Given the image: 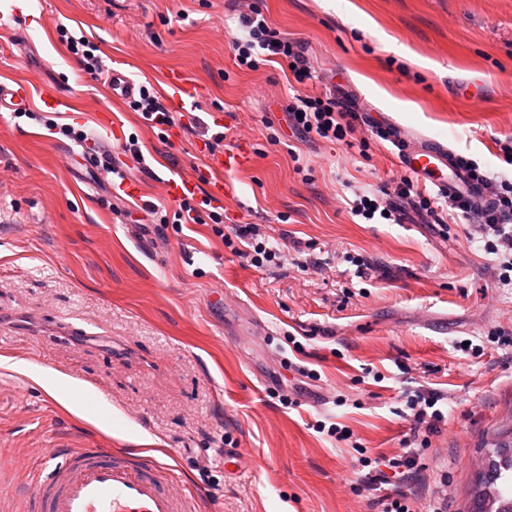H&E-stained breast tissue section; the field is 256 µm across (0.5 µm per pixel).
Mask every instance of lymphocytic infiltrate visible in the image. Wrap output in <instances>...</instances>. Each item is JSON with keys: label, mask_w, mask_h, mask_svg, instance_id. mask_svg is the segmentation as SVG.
Here are the masks:
<instances>
[{"label": "lymphocytic infiltrate", "mask_w": 512, "mask_h": 512, "mask_svg": "<svg viewBox=\"0 0 512 512\" xmlns=\"http://www.w3.org/2000/svg\"><path fill=\"white\" fill-rule=\"evenodd\" d=\"M239 21L247 35L235 40L233 44L238 67L254 71L261 62H276L289 67L297 84L303 85L313 80L315 69L303 43L272 28L267 16L254 0H249L246 10L240 12ZM287 114L292 132L304 139L336 142L353 136L356 131V113L351 112L333 94L323 97L294 94L288 103ZM462 164L471 178L482 187L485 201L480 202L460 194L432 195L420 190L406 176L396 181L393 193L397 198L409 200L415 209L433 217L450 212L466 220H476L486 237V252L496 257L500 284L511 286L512 181L487 176L470 159H463ZM175 217L193 223L210 222L214 234L223 238L225 246H232L237 240L247 243V255L253 265L276 264L281 260L279 249L269 241L258 239L254 225H237L234 237H226L222 227L224 214L218 208L197 205L187 198L180 202ZM405 398L412 427L409 437L402 441V454L391 458L383 455L373 458L364 456L359 460L360 465L366 469L363 487L372 493L369 505L373 512H413L406 489L420 479L417 444L423 432H436L439 423L446 419L441 408L445 396L440 390H413L407 392Z\"/></svg>", "instance_id": "obj_1"}]
</instances>
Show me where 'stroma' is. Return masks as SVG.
Segmentation results:
<instances>
[{
    "label": "stroma",
    "mask_w": 512,
    "mask_h": 512,
    "mask_svg": "<svg viewBox=\"0 0 512 512\" xmlns=\"http://www.w3.org/2000/svg\"><path fill=\"white\" fill-rule=\"evenodd\" d=\"M256 2L304 43L316 70L305 92L341 93L512 179L500 151L512 139V0ZM62 26L123 60L135 84L159 87L182 67L208 93L174 113L179 135L161 132L83 70ZM241 34L234 0H0V79L60 96L32 117L0 116V356L61 374L49 391L0 367V458L17 464L0 494H30L25 468L46 449L94 443L172 465L199 512H371L352 445L396 454L411 427L403 394L425 385L447 394L448 419L420 450L414 510L433 490L463 512L494 433L512 430V347L489 340L512 336V286L498 283L479 225L352 216L347 198L403 176L394 147L292 136L286 74L237 67ZM111 118L145 158L126 170L143 186L135 200L60 154L67 125L99 154L93 134ZM220 131L252 147L224 225H257L281 264L252 266L211 225L151 212L177 210L165 179L193 174ZM309 257L319 267L302 270ZM357 258L370 278L356 277ZM76 386L111 427L62 405Z\"/></svg>",
    "instance_id": "stroma-1"
}]
</instances>
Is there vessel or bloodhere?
I'll return each instance as SVG.
<instances>
[{"label": "vessel or blood", "mask_w": 512, "mask_h": 512, "mask_svg": "<svg viewBox=\"0 0 512 512\" xmlns=\"http://www.w3.org/2000/svg\"><path fill=\"white\" fill-rule=\"evenodd\" d=\"M170 109H194L203 90L185 70L171 68L161 76ZM55 107L53 91L38 90L20 82H0V109H30L33 103ZM388 139L399 149L401 166L443 195L463 194L482 199L480 185L458 165L454 152L444 143L422 136H407L396 123L387 127ZM250 162L246 148L206 155L197 176L169 179L167 193L180 200L205 194L214 203L231 195L230 175ZM161 462L132 460L112 448H73L67 452L47 449L36 467L34 495L21 502L16 512H197L194 496L177 483H163Z\"/></svg>", "instance_id": "obj_1"}]
</instances>
